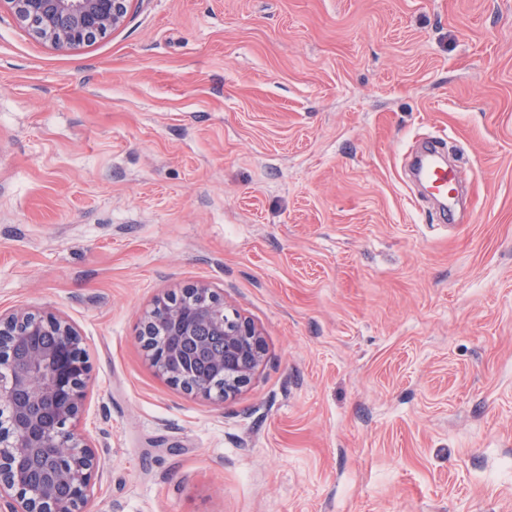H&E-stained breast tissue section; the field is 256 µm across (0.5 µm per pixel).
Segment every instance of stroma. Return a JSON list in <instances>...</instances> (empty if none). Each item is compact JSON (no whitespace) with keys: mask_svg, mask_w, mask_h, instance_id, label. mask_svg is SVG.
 <instances>
[{"mask_svg":"<svg viewBox=\"0 0 512 512\" xmlns=\"http://www.w3.org/2000/svg\"><path fill=\"white\" fill-rule=\"evenodd\" d=\"M442 136L448 226L406 157ZM209 283L236 398L145 362ZM74 322L90 512H512V0H129L76 49L0 8V310ZM137 336L146 360L159 376L184 393L204 399L212 398L216 378L220 379L216 386L224 390L220 399L236 397L265 361L261 330L237 312L229 313L223 298L204 282L183 288L179 296L158 299ZM188 338L197 342L204 358L202 368L195 355L183 348Z\"/></svg>","mask_w":512,"mask_h":512,"instance_id":"obj_1","label":"stroma"}]
</instances>
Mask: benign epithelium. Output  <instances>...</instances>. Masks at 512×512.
<instances>
[{"label": "benign epithelium", "mask_w": 512, "mask_h": 512, "mask_svg": "<svg viewBox=\"0 0 512 512\" xmlns=\"http://www.w3.org/2000/svg\"><path fill=\"white\" fill-rule=\"evenodd\" d=\"M41 39L73 48L106 35L124 21L127 0H4ZM150 366L195 397H236L265 361V339L249 319L228 312L208 284L156 301L137 332ZM77 329L49 311L0 312V365L9 379L0 398L10 403L8 433H0V512H85L101 478V459L78 424L91 366ZM35 487L38 495L23 491Z\"/></svg>", "instance_id": "benign-epithelium-1"}]
</instances>
